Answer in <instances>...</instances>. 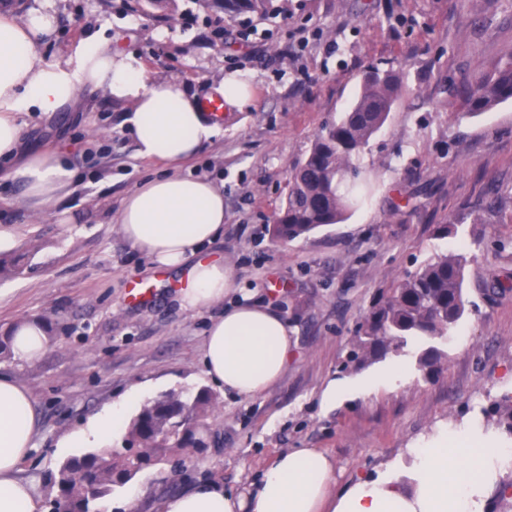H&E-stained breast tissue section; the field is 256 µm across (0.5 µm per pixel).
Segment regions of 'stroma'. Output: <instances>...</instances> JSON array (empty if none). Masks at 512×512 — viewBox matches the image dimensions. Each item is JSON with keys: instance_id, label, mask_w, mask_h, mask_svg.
I'll list each match as a JSON object with an SVG mask.
<instances>
[{"instance_id": "35a3bbf8", "label": "stroma", "mask_w": 512, "mask_h": 512, "mask_svg": "<svg viewBox=\"0 0 512 512\" xmlns=\"http://www.w3.org/2000/svg\"><path fill=\"white\" fill-rule=\"evenodd\" d=\"M271 18L212 23L200 0L128 12L124 0H8L56 18L45 62L68 59L89 35L137 56L150 78L176 79L198 99L234 73L250 98L228 109L221 132L190 164L224 191V232L208 248L229 266L240 293L271 304L291 330L281 379L243 401L212 386L200 350L222 306L181 307L178 272L156 273L118 231L123 199L160 165L138 157L123 121L126 106L101 90L81 105L19 119L35 149L64 153L78 188L40 215L25 204L12 163L0 161V226L14 234L5 257L17 271L0 278V334L17 319L48 318V351L26 363L0 357V372L32 394L40 433L21 464L44 512L58 494L45 474L76 456L62 435L130 392L142 405L170 392L209 389L208 446L140 470L115 487L112 512H157L167 496L210 482L238 491L292 448H320L334 464V491L359 479L415 477L413 449L439 432L470 425L512 391V101L459 117L460 87L512 64V0H275ZM400 70L403 94L358 164L372 191L341 223L284 243L271 233L288 169L316 132L355 98L369 67ZM70 223H62V214ZM459 223L440 238L436 227ZM461 250L467 299L434 377L414 364L421 351L347 369L352 338L374 296L440 253ZM159 280L153 300L128 301L131 281ZM401 367L397 385L386 373ZM357 386L328 406L330 384Z\"/></svg>"}]
</instances>
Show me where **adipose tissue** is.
<instances>
[{"instance_id":"ef3b65f1","label":"adipose tissue","mask_w":512,"mask_h":512,"mask_svg":"<svg viewBox=\"0 0 512 512\" xmlns=\"http://www.w3.org/2000/svg\"><path fill=\"white\" fill-rule=\"evenodd\" d=\"M55 26L48 13L24 20L0 14V157H20L13 175L34 211L55 208L74 173L57 154L21 153V114L73 108L84 89L105 90L130 107L125 123L138 157L174 167L195 157L202 143L218 134V125L183 83L149 78L137 57L113 50L109 41L92 36L79 45L74 62H45L38 47ZM118 224L155 268L187 270L188 283L178 294L184 308L224 304L223 314L205 333L201 363L206 376L244 399L269 390L287 368L290 331L270 305L224 302L235 286L231 271L202 252L224 229L222 190L191 174L155 177L123 200ZM10 333L11 352L23 362L37 360L50 345L47 331L33 319L17 320ZM123 421V405H113L63 445L108 447ZM38 428L30 392L0 374V512H43L35 486L19 475ZM471 441L468 431L460 430L440 438L438 446L415 449L421 477L414 486L391 477L361 480L334 496L328 493L333 468L327 454L295 448L278 455L247 492L231 495L221 484H203L165 498L160 512H479L478 498L502 467L504 451L475 448Z\"/></svg>"}]
</instances>
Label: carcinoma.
<instances>
[{"mask_svg": "<svg viewBox=\"0 0 512 512\" xmlns=\"http://www.w3.org/2000/svg\"><path fill=\"white\" fill-rule=\"evenodd\" d=\"M204 8L227 14H251L263 19L273 12V0H205ZM402 84L394 68L376 66L365 73L353 103L314 136L306 156L289 172L287 192L273 224V235L292 241L313 230L342 222L367 189L354 166L369 140L384 126L398 102ZM464 115L475 116L512 100V65L488 78H478L461 91ZM467 257L438 254L397 287L373 300L353 338L351 368L360 369L398 354L408 343L431 342L416 359L419 370L435 375L447 354L434 345L447 340L448 330L463 317ZM215 397L206 389L188 398L170 392L145 404L130 422L126 453L89 452L63 462L55 475L70 512H98L95 503L112 495L146 466L164 458L184 456L205 447L197 429ZM483 420L497 417L512 436V396L482 411Z\"/></svg>", "mask_w": 512, "mask_h": 512, "instance_id": "obj_1", "label": "carcinoma"}]
</instances>
